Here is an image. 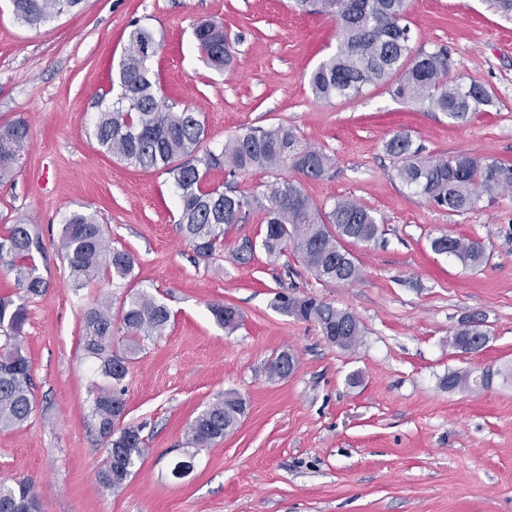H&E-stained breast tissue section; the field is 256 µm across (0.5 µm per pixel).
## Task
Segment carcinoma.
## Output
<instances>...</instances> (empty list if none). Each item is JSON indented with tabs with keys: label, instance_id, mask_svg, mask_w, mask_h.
Segmentation results:
<instances>
[{
	"label": "carcinoma",
	"instance_id": "1",
	"mask_svg": "<svg viewBox=\"0 0 512 512\" xmlns=\"http://www.w3.org/2000/svg\"><path fill=\"white\" fill-rule=\"evenodd\" d=\"M18 21L40 26L82 0H11ZM303 11H315L336 21V50L321 61L310 75L313 95L330 102L353 98L368 85H380L397 73L391 83L394 98L414 103L431 112H441L452 122H463L473 112L492 103V94L478 82L464 85L449 79L452 61L447 48L421 52L408 60L410 28L406 24L409 0H296ZM200 53L215 70L235 64V51L224 32V22L212 19L194 30ZM130 50L112 69V105L98 113L92 136L107 153L135 167L163 169L174 179L178 194V224L194 253L206 261L213 258L224 239V226L239 224L256 209L265 225L261 247L277 258L288 246L298 252L304 265L328 283L352 284L361 270L345 243H367L381 231L374 212L351 199H339L328 207L304 193L301 182L274 177L257 195L236 194L211 182L214 172L230 176L262 170L278 173L291 169L307 179H319L332 167L333 159L323 150L304 144L293 130L277 125L246 129L224 143L219 151L202 149L205 124L201 113L190 108L176 110L162 93L150 66L161 47L151 30L137 26L129 33ZM25 122L0 127V185L8 184L20 151L28 138ZM386 151L400 160L397 177L415 194L448 212L463 213L481 197H494L512 188V164L488 161L460 153L450 158L421 156L406 133L395 134ZM61 255L73 276L74 287L102 272L128 278L135 259L129 252L112 247L105 225L95 215L73 211L65 217L60 235ZM438 254H448L473 267L486 260L485 247L476 241L441 235L431 241ZM43 251L42 238L29 224H14L0 237V268L14 275L19 294L0 296V428L26 422L34 409L28 359L20 338L27 321L25 301L46 292L48 281L39 273L34 254ZM277 307L289 316L316 325L322 336L343 351L355 349L363 328L357 317L330 303L312 297L280 295ZM211 312L224 329L232 332L240 322L238 309L214 304ZM119 323L112 322V303L98 302L85 313L83 351L100 362L101 374L120 383L127 375L130 354L144 337L160 336L170 318L166 305L144 291L123 299ZM125 335L130 347L112 350L114 331ZM485 318L472 315L455 329L454 344L464 353H475L487 342ZM290 349L277 354L267 366L271 379L290 374ZM490 376L476 382L470 372H451L442 379L446 388L485 387ZM246 401L228 393L202 410L186 427L187 444L208 448L224 439L245 417ZM92 417L107 443V462L98 473L106 489L121 490L136 461L145 452L139 429L122 426L125 401L122 391L101 387L93 400ZM40 512L32 481L16 478L0 483V512H17L20 504Z\"/></svg>",
	"mask_w": 512,
	"mask_h": 512
}]
</instances>
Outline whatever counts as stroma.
<instances>
[{"instance_id": "stroma-1", "label": "stroma", "mask_w": 512, "mask_h": 512, "mask_svg": "<svg viewBox=\"0 0 512 512\" xmlns=\"http://www.w3.org/2000/svg\"><path fill=\"white\" fill-rule=\"evenodd\" d=\"M212 18L236 50L228 72L207 65L193 36ZM407 20L413 51L447 46L451 78L486 85L494 106L453 123L384 85L316 100L309 74L335 51L336 24L292 0H82L37 28L0 0V126H29L14 178L0 187V234L31 224L49 283L26 301L35 407L23 425L0 429V479L31 478L43 512H512V192L463 214L441 210L401 184L385 151L405 132L426 157L512 163V20L487 0H410ZM137 25L161 44L151 66L165 97L202 112L205 146L282 124L332 157L302 188L321 204L349 198L376 212L381 235L348 246L358 282H322L291 251L234 262L244 239L262 237L256 211L225 227L214 259H198L177 223L171 175L98 147L100 102ZM76 210L96 214L113 247L134 255L131 276L74 288L58 240ZM444 234L480 241L487 264L433 252ZM130 290L149 292L171 317L163 335L141 341L122 382L124 422L146 452L111 492L98 481L107 444L92 404L104 380L81 349L83 318L95 300L117 305ZM281 294L351 311L361 344H329L277 309ZM214 303L239 310L234 332L214 320ZM474 313L485 315L488 341L466 354L450 338ZM286 348L296 371L268 379V361ZM455 371L489 373L490 384L448 390L442 380ZM227 392L246 400V417L223 441L188 450L187 424ZM187 456L192 472L174 479V461Z\"/></svg>"}]
</instances>
